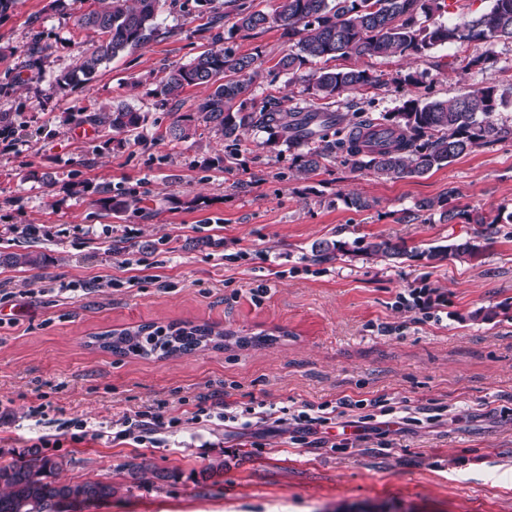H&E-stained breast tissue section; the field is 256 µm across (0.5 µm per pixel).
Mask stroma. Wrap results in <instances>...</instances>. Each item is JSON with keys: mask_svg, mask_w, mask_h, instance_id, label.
I'll list each match as a JSON object with an SVG mask.
<instances>
[{"mask_svg": "<svg viewBox=\"0 0 512 512\" xmlns=\"http://www.w3.org/2000/svg\"><path fill=\"white\" fill-rule=\"evenodd\" d=\"M96 6L15 0L0 13V112L15 119L14 145L0 149V256H42L36 269L0 263V464L37 445L64 460L60 480L111 483L112 498L89 512H512V141L397 180L338 158L301 176L293 152L256 129L236 146L202 126L174 141L169 126L206 91L163 104L154 90L208 45L207 14L185 17L166 0L153 40L58 89L91 45L77 20ZM36 38L43 51L31 72ZM224 45L260 54L258 102L316 105L305 81L324 67L378 76L323 103L348 121L512 84L511 40L318 60L295 76L276 67L293 46L281 28L228 32ZM488 49L494 69L469 66ZM120 101L147 120L140 141L113 149L108 130L81 115ZM100 184L136 196L139 210L114 208L95 194ZM452 189L460 207L499 219L473 262L422 256L473 235L465 220L415 215L416 202ZM350 192L374 207L347 208ZM26 226L36 237L19 236ZM378 238L412 257L362 252ZM323 240L346 249L313 261ZM415 288L436 289L446 305L406 309L400 299ZM179 323L224 330L223 347L161 358L93 342ZM344 398L378 400L365 440L338 446L343 426L362 421L358 409L319 428L317 443L304 440L294 413ZM157 406L173 428L152 443L121 437L124 417ZM226 409L238 422L217 419ZM219 461V483L203 479ZM135 465L146 470L138 480Z\"/></svg>", "mask_w": 512, "mask_h": 512, "instance_id": "1", "label": "stroma"}]
</instances>
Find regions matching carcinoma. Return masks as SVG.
Wrapping results in <instances>:
<instances>
[{
	"mask_svg": "<svg viewBox=\"0 0 512 512\" xmlns=\"http://www.w3.org/2000/svg\"><path fill=\"white\" fill-rule=\"evenodd\" d=\"M160 0H108L77 20L81 27L94 29L99 38L79 58L74 68L56 79L62 89L93 80L101 65L137 49L156 34L154 19ZM215 0H184L201 8L208 6L209 29L216 30L208 48L188 63L173 66L160 81L156 96L161 103L177 99L189 87H202L207 95L193 114H185L168 128L173 140L192 136V125L203 124L224 141L237 145L248 129L267 134L266 143H286L297 150V171L313 174L322 161L340 158L354 170H367L377 177L401 179L423 176L439 169L475 148L512 140V126L501 124L495 113L506 91L494 82L461 96L420 104L406 102L403 110L389 117L361 112L357 120L344 124L342 116L318 108L284 110L273 99L256 105L252 86L259 77L256 56H237L224 47V19L233 17L232 26L253 31L280 27L288 37H299L294 51L282 57L277 66L292 74L314 59L348 56H396L407 58L438 45L452 43H491L512 40V0H492L490 9L478 16L462 18L446 25H423L445 8V0H279L271 13L256 10L243 0H231L230 13L213 5ZM379 83L365 70L323 69L312 75L307 90L320 98H333ZM88 121L106 124L119 135L117 146L139 139L146 116L125 103L88 115ZM448 197L423 199L417 213L440 212V220L451 223L464 218L476 225L474 237L446 247H432L421 256L429 260L476 258L483 243L498 233V220L480 212L459 209ZM343 245L322 240L314 247L317 261L327 260ZM370 255L399 260L408 250L387 239L370 241L364 247ZM4 262L14 267L37 266L42 262L35 252L11 253ZM224 338L207 324L172 325L163 330L141 325L97 337L99 347L116 353L139 356H170L190 351L211 337ZM62 459L30 448L24 458L0 465V512H83L112 498L115 488L103 481L62 482Z\"/></svg>",
	"mask_w": 512,
	"mask_h": 512,
	"instance_id": "carcinoma-1",
	"label": "carcinoma"
}]
</instances>
